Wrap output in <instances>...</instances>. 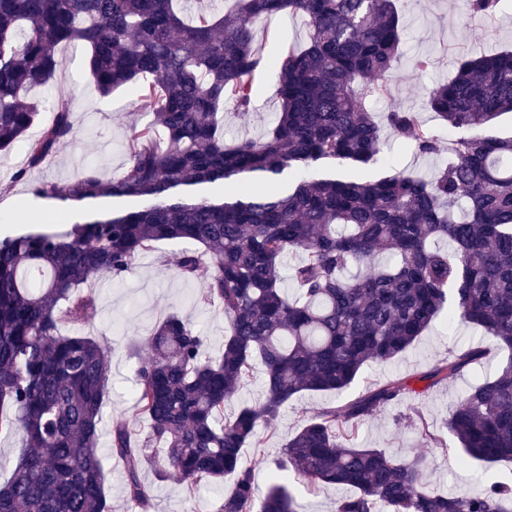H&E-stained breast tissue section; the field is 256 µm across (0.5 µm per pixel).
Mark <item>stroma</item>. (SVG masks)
<instances>
[{
    "instance_id": "1",
    "label": "stroma",
    "mask_w": 512,
    "mask_h": 512,
    "mask_svg": "<svg viewBox=\"0 0 512 512\" xmlns=\"http://www.w3.org/2000/svg\"><path fill=\"white\" fill-rule=\"evenodd\" d=\"M397 7L406 26L399 70L389 79V96L368 100L367 105L379 118L397 106L416 112L424 124L441 128V121L428 106L430 90L452 77L456 58L512 47V0H506L504 7L490 16L470 15L467 0H398ZM306 36L305 19L288 14L272 17L256 28L255 38L266 58V66L258 76L259 92L250 110L237 112L228 108L220 113L219 123L226 140L256 138L272 129L279 110V54L288 45L303 44ZM58 55L61 65L49 87L34 89L32 95L41 104V123L47 124L54 116L55 94H68L74 112L73 136L59 146L47 164L31 171L27 181L0 194V238L22 231L33 220L57 232L82 221L85 207L34 196V187L72 180L89 167L98 168L109 178L119 176L131 135L152 119L151 113L139 108L130 89H119L107 99L99 97L85 69L84 46H61ZM421 56L431 60L430 67L423 72L414 68L415 59ZM443 161L440 155L418 156L408 145L389 135L385 138L381 160L366 166L358 176L368 181L399 173L428 177ZM182 249L179 243L157 242L153 250L137 259L134 269L124 277L115 280L106 276L95 283L99 312L84 332L103 339L111 348L112 396L105 408L100 448L105 452V490L112 512H137L124 494L121 463L107 454L113 423L127 422L141 437L147 433V422L134 407L139 367L134 343L145 340L158 321L176 313L192 322L206 337L209 354L216 355L222 350L227 326L222 311L215 306L197 304L202 282L185 281L176 274L173 261ZM471 346L488 350L480 366L438 386H427L423 376L434 364L446 359L449 352ZM511 357V350L490 345L478 326L464 323L449 326L444 321H435L405 357L365 366L359 379L344 392L306 393L290 401L271 428L260 429L259 447L244 449L243 461L251 466L258 491H266L270 462L281 456L288 437L298 432L315 413L400 377L410 380L412 393L359 423L358 444L396 456L408 455L413 448L423 449L431 462L430 485L438 493H456L480 481L492 482L500 475L511 473L512 463L476 462L459 467L456 444L445 423L457 400L474 384L492 376ZM417 414L422 416L429 431L438 436V443L430 445L423 439L413 423ZM142 479L152 490L149 512H216V497L210 490H189L179 476L163 480L148 466L142 471Z\"/></svg>"
}]
</instances>
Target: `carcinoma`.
<instances>
[{
  "instance_id": "obj_1",
  "label": "carcinoma",
  "mask_w": 512,
  "mask_h": 512,
  "mask_svg": "<svg viewBox=\"0 0 512 512\" xmlns=\"http://www.w3.org/2000/svg\"><path fill=\"white\" fill-rule=\"evenodd\" d=\"M502 0H469L492 15ZM178 0H0V152L38 122L29 88L49 82L61 45L87 46L99 95L133 87L153 115L128 146L121 176L95 168L38 197L77 202L134 198L138 205L94 214L63 232L33 230L0 240V435L22 434L25 452L0 485V512H111L99 448L110 398L106 345L85 334L102 273L123 277L158 241L195 245L179 253L178 275L200 280V302L227 321L222 355L172 314L153 329L140 363L135 408L148 418L140 439L112 426L110 456L124 470L127 500L146 509L145 464L192 488L212 489L217 512H300L289 487L341 485L353 493L335 512H512V477L439 495L427 457L360 448L356 428L411 391L403 378L329 405L286 441L257 498L242 449L259 445L282 408L303 393L341 392L364 366L402 356L438 318L482 327L512 350V137L482 133L512 112V51L464 57L429 93L448 127V146L416 113L393 107L391 134L421 156L448 150L430 178L361 182L320 176L323 161L361 168L379 160L383 128L368 97L400 60L403 23L394 0H235L220 17L198 6L188 22ZM288 13L307 21L305 45L278 61L280 109L257 140L224 144L216 114L249 111L265 59L257 25ZM44 126L3 189L27 178L73 133L69 99L58 96ZM293 187L277 190L285 170ZM446 240L452 250L434 246ZM301 253L282 288L281 265ZM481 346L448 355L423 375L428 386L460 376ZM264 369L263 395L224 419V402ZM462 463L512 461V359L470 388L445 423ZM232 477L229 487L224 478Z\"/></svg>"
}]
</instances>
